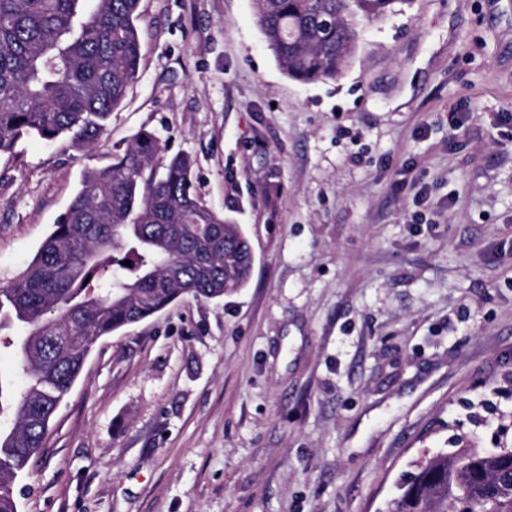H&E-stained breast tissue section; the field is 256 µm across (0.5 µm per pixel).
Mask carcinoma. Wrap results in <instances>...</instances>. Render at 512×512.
Returning <instances> with one entry per match:
<instances>
[{
	"mask_svg": "<svg viewBox=\"0 0 512 512\" xmlns=\"http://www.w3.org/2000/svg\"><path fill=\"white\" fill-rule=\"evenodd\" d=\"M405 0H254L270 49L288 77L334 79L361 27ZM141 0H0V156L29 137L93 146L142 59ZM143 131L112 164L83 174L66 212L21 278L0 290L3 321L25 329L15 370L0 374V512H17L15 484L28 472L57 407L101 339L179 298L220 299L244 287L251 248L240 225L205 205L191 158ZM130 261L126 266L123 261ZM26 385L17 392L15 378ZM457 449L415 463L389 512H512V447ZM465 460L466 465L459 464Z\"/></svg>",
	"mask_w": 512,
	"mask_h": 512,
	"instance_id": "obj_1",
	"label": "carcinoma"
}]
</instances>
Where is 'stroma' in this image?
<instances>
[{"label":"stroma","instance_id":"obj_1","mask_svg":"<svg viewBox=\"0 0 512 512\" xmlns=\"http://www.w3.org/2000/svg\"><path fill=\"white\" fill-rule=\"evenodd\" d=\"M139 27L92 148L0 158V288L142 131L156 169L193 158L253 269L95 344L19 512H388L457 437L511 445L512 0H400L315 83L252 0H141Z\"/></svg>","mask_w":512,"mask_h":512}]
</instances>
